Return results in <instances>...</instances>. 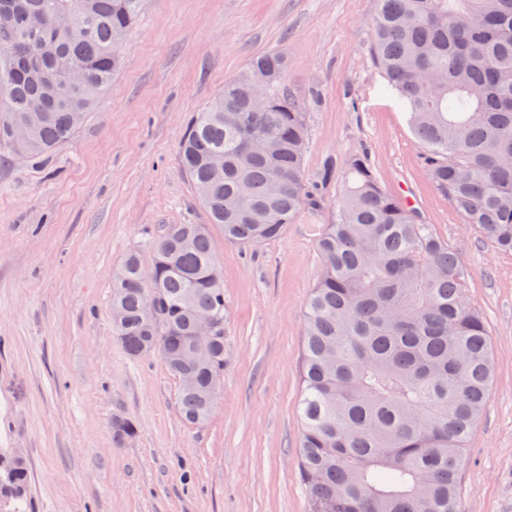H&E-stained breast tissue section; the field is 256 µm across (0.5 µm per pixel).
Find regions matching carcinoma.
Instances as JSON below:
<instances>
[{"label": "carcinoma", "mask_w": 512, "mask_h": 512, "mask_svg": "<svg viewBox=\"0 0 512 512\" xmlns=\"http://www.w3.org/2000/svg\"><path fill=\"white\" fill-rule=\"evenodd\" d=\"M144 0H0V150L44 156L69 142L123 66ZM372 52L449 205L512 251V0H379ZM267 104H251L254 71ZM287 58L266 52L193 115L180 162L210 224L245 248L280 237L315 204L307 185L306 99L288 93ZM112 273V332L126 353L157 350L181 414L205 423L224 374V280L209 224H168ZM305 310L298 469L310 512H457L460 469L494 378L489 333L455 247L350 158L318 239ZM159 313L146 311L148 291ZM201 314L217 320L209 357L183 354ZM135 422L112 421L125 443ZM26 461L0 467V504L29 512Z\"/></svg>", "instance_id": "carcinoma-1"}]
</instances>
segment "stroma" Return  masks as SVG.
Segmentation results:
<instances>
[{
	"mask_svg": "<svg viewBox=\"0 0 512 512\" xmlns=\"http://www.w3.org/2000/svg\"><path fill=\"white\" fill-rule=\"evenodd\" d=\"M378 0H145L125 67L72 141L16 163L0 152V445L22 449L34 512H307L298 470L305 308L317 239L346 163L362 154L391 194L470 271L496 377L469 436L458 512H512V253L464 224L376 66ZM267 51L308 99V185L319 206L250 250L211 226L224 274L225 366L206 424L183 420L158 357L112 333V272L167 224L207 217L178 144L192 113ZM334 174L320 181L325 165ZM136 421L131 441L112 421Z\"/></svg>",
	"mask_w": 512,
	"mask_h": 512,
	"instance_id": "35a3bbf8",
	"label": "stroma"
}]
</instances>
